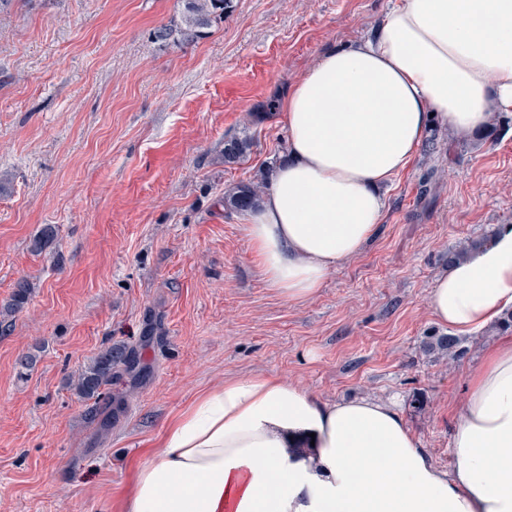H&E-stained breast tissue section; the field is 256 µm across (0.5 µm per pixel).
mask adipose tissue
Listing matches in <instances>:
<instances>
[{
  "label": "adipose tissue",
  "mask_w": 512,
  "mask_h": 512,
  "mask_svg": "<svg viewBox=\"0 0 512 512\" xmlns=\"http://www.w3.org/2000/svg\"><path fill=\"white\" fill-rule=\"evenodd\" d=\"M288 155L246 217L259 272L300 304L382 223L380 189L431 121L464 135L512 111V0H396L374 39L326 51L284 93ZM465 336L512 309V225L438 275L427 298ZM314 436L307 450L301 436ZM452 469L390 401H326L248 375L169 422L125 512H512V336L469 374Z\"/></svg>",
  "instance_id": "ef3b65f1"
}]
</instances>
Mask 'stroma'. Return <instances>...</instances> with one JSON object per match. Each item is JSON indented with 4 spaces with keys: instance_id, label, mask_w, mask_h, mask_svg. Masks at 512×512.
<instances>
[{
    "instance_id": "obj_1",
    "label": "stroma",
    "mask_w": 512,
    "mask_h": 512,
    "mask_svg": "<svg viewBox=\"0 0 512 512\" xmlns=\"http://www.w3.org/2000/svg\"><path fill=\"white\" fill-rule=\"evenodd\" d=\"M391 5L234 0L205 38L165 43L179 0H0V305L34 284L0 325V512H123L165 424L249 374L396 397L450 466L448 407L497 332L463 337L454 362L425 355L427 297L450 250L512 225V112L464 138L430 126L375 236L301 304L269 288L243 213L220 204L283 161L285 90ZM233 138L251 146L228 164ZM46 224L56 242L33 254ZM108 346L136 351L133 372L111 401L79 396ZM32 289L33 287L27 279H20L16 283L10 300L3 307H0V324L6 321V317L12 316L24 307L31 295Z\"/></svg>"
}]
</instances>
